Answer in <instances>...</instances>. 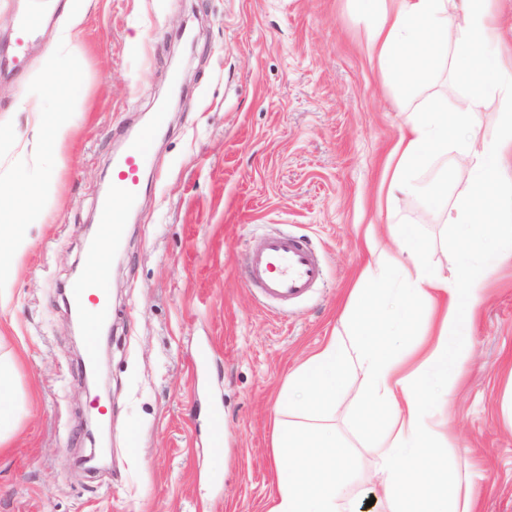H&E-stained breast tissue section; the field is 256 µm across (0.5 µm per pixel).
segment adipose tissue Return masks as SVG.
Segmentation results:
<instances>
[{
  "label": "adipose tissue",
  "mask_w": 512,
  "mask_h": 512,
  "mask_svg": "<svg viewBox=\"0 0 512 512\" xmlns=\"http://www.w3.org/2000/svg\"><path fill=\"white\" fill-rule=\"evenodd\" d=\"M367 2L379 11L369 52L392 79L400 105L414 98L447 51L466 88L457 108L433 97L406 113L382 177L391 200L413 191L416 171L433 154L449 148L467 160L469 184L445 218L460 263L449 276L431 270L422 259L424 244L404 224L395 227L400 257L371 248L350 299L355 351L343 336H331L288 376V397L275 422L273 447L281 463L269 512H350L345 483L352 460L321 420L335 413L355 375L361 383L353 420L377 460L384 512H477L469 477L436 460L428 417L434 386L453 384L471 358L473 313L489 271L512 260V224L504 220L500 191L504 171L512 169V29H501L496 0ZM84 14L85 0H65L64 21L41 56L51 106L26 97L16 104L31 123L17 168L0 172V191L8 193L0 198L1 310L33 244L29 228L47 223L57 176L79 134L70 114L81 89L71 67ZM452 14L459 18L454 26ZM492 94L499 97V132L487 141L474 130ZM396 268L407 287H387ZM17 371V355L0 352V445L18 422Z\"/></svg>",
  "instance_id": "1"
}]
</instances>
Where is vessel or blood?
<instances>
[{
    "mask_svg": "<svg viewBox=\"0 0 512 512\" xmlns=\"http://www.w3.org/2000/svg\"><path fill=\"white\" fill-rule=\"evenodd\" d=\"M163 122V114H156L152 124L128 140L124 153L114 162L113 192L98 204L100 220L111 225L112 235L92 247L90 259H97L118 244L126 210L139 196L141 175L150 163L156 130ZM246 272L249 282L265 300L284 306L305 296L322 281L324 266L307 239L273 234L261 250L248 255Z\"/></svg>",
    "mask_w": 512,
    "mask_h": 512,
    "instance_id": "b4317fda",
    "label": "vessel or blood"
}]
</instances>
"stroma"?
<instances>
[{
  "mask_svg": "<svg viewBox=\"0 0 512 512\" xmlns=\"http://www.w3.org/2000/svg\"><path fill=\"white\" fill-rule=\"evenodd\" d=\"M25 3L0 0V118L21 131L29 115L13 106L45 97L39 59L63 20L54 11L17 63ZM370 29L360 0H88L62 206L32 227L36 244L0 314L28 395L0 446V512H267L276 400L289 372L341 330L367 238L397 251L390 223L401 220L426 242L427 265L451 274L457 252L442 213L468 178L456 154L434 155L416 194L377 209L404 115L368 58ZM172 91L179 100L109 270L111 331L93 389L67 289L99 226L116 151ZM465 94L445 59L416 100L453 108ZM277 231L308 238L326 268L285 307L260 301L243 270ZM471 349L451 399L432 411L437 456L470 475L479 512H512V262L489 274ZM359 387L352 379L330 424L356 463V512H382L352 422Z\"/></svg>",
  "mask_w": 512,
  "mask_h": 512,
  "instance_id": "obj_1",
  "label": "stroma"
}]
</instances>
